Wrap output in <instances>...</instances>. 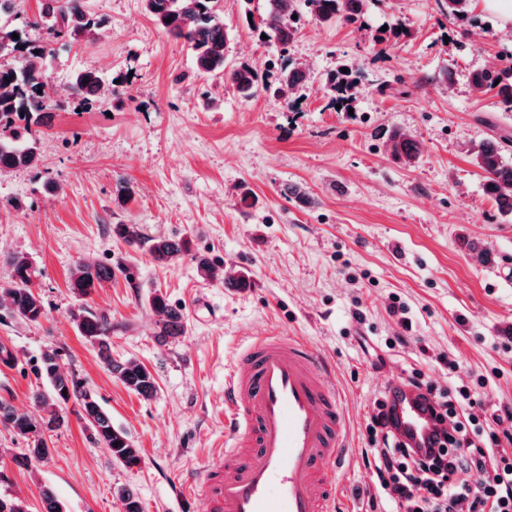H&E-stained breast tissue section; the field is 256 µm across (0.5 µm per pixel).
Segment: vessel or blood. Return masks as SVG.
Wrapping results in <instances>:
<instances>
[{
  "mask_svg": "<svg viewBox=\"0 0 512 512\" xmlns=\"http://www.w3.org/2000/svg\"><path fill=\"white\" fill-rule=\"evenodd\" d=\"M224 461L188 491L207 512H334L343 408L328 363L295 336L252 337L224 376Z\"/></svg>",
  "mask_w": 512,
  "mask_h": 512,
  "instance_id": "b4317fda",
  "label": "vessel or blood"
}]
</instances>
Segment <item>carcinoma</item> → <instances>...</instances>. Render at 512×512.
Returning a JSON list of instances; mask_svg holds the SVG:
<instances>
[{"mask_svg":"<svg viewBox=\"0 0 512 512\" xmlns=\"http://www.w3.org/2000/svg\"><path fill=\"white\" fill-rule=\"evenodd\" d=\"M216 0H145L147 11L164 31L183 39L193 54L198 72L224 77L240 94L250 97L260 89L259 74L253 67L241 64L227 68V35L224 21L217 15ZM266 10L260 17L262 32L274 38L282 54H288L297 27L294 26L297 0H265ZM311 15L322 24L338 20L357 22L364 14L365 0H305ZM171 22H166V19ZM101 20L85 10L82 0H42L38 18L30 26H45L57 38L73 41L90 38ZM19 35L15 39L12 34ZM54 52L53 42L33 45L27 32L0 23V57L13 53L29 54L14 65L0 64V173L21 168H33L40 159L36 128L47 125L55 105L53 95L46 90L40 60ZM307 71L289 65L280 71L279 84L295 89L306 84ZM479 91L499 88L502 108L512 112V67L493 65L472 75ZM336 101L340 108H349L354 83L332 78ZM104 90L101 77L93 69L77 72L69 86V95L79 101H92ZM392 155L406 163L420 154L419 143L394 130L389 136ZM474 164L485 174L484 188L492 196L502 214L512 215V140L496 136L480 143L473 152ZM112 232L130 246L146 248L153 261L169 265L186 256L191 257L198 275L204 279L215 276L216 264L204 255L192 253L191 241L183 237H146L133 224H114ZM11 280L0 284V310L11 318L38 323L46 317L42 297L32 286L34 270L23 255L11 258ZM112 264L78 259L71 278V290L78 296H88L102 283L112 279ZM151 308L161 316L157 336L163 341L185 334L184 313L172 306L160 292L149 297ZM78 332L96 349L107 370L129 390L144 397L156 391L153 374L133 360L112 357V320L105 314L80 307L72 312ZM45 386L31 393V409L20 411L0 400V425L27 441L29 448L22 454V463L43 461L50 454L45 434L68 424V404L77 406L75 415L91 429L96 441L106 448L118 463L131 467L139 462V449L127 433L112 424L106 412L91 392L73 377L65 375L56 350L45 351L35 367ZM117 498L122 512H143L136 492L123 487Z\"/></svg>","mask_w":512,"mask_h":512,"instance_id":"1","label":"carcinoma"}]
</instances>
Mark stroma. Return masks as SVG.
I'll use <instances>...</instances> for the list:
<instances>
[{"label": "stroma", "mask_w": 512, "mask_h": 512, "mask_svg": "<svg viewBox=\"0 0 512 512\" xmlns=\"http://www.w3.org/2000/svg\"><path fill=\"white\" fill-rule=\"evenodd\" d=\"M87 5L103 19L95 37L58 43L42 63L58 106L41 130L38 167L0 174V283L11 278V257L26 256L47 312L38 323L0 318V349L11 354L0 363V400L29 409L34 367L58 350L62 372L132 437L140 461L117 463L73 416L52 433L50 457L24 469L14 462L24 441L0 426V495L41 512L47 485L65 512H121L116 491L127 486L144 512H186L172 487L224 448L226 368L251 337L275 332L316 348L343 395L335 512H380L361 450L383 374L416 369L438 385L451 377L478 387L480 422L512 407V218L485 194L469 154L491 134L512 137V112L471 84L473 72L512 51V29L475 5L449 17L445 0H366L361 21L325 25L297 0L286 56L309 80L281 92L283 55L248 23L265 0H218L228 64L250 63L268 85L245 99L199 74L145 0ZM88 68L108 92L83 104L66 89ZM343 68L361 81L348 112L336 108L329 81ZM394 130L419 142L414 164L392 157ZM125 183L132 194L121 202ZM294 185L305 200L285 196ZM115 224L189 237L221 274L201 278L188 258L156 266L113 236ZM469 240L492 263H473ZM80 256L130 272L81 298L70 289ZM239 269L249 287H225L223 272ZM156 291L182 308L184 336L158 340L148 303ZM395 301L405 315L391 312ZM81 306L111 318L113 358L151 371L153 397L107 372L70 317Z\"/></svg>", "instance_id": "35a3bbf8"}]
</instances>
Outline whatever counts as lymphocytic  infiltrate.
Segmentation results:
<instances>
[{
  "instance_id": "f902f5d3",
  "label": "lymphocytic infiltrate",
  "mask_w": 512,
  "mask_h": 512,
  "mask_svg": "<svg viewBox=\"0 0 512 512\" xmlns=\"http://www.w3.org/2000/svg\"><path fill=\"white\" fill-rule=\"evenodd\" d=\"M415 396L437 426L418 442L401 430L398 410ZM469 392L439 388L413 371L384 387L375 402L367 450L377 476L376 493L387 512H512V409L493 415L495 431L469 432ZM453 419V432L439 423ZM483 481L473 483V473Z\"/></svg>"
}]
</instances>
